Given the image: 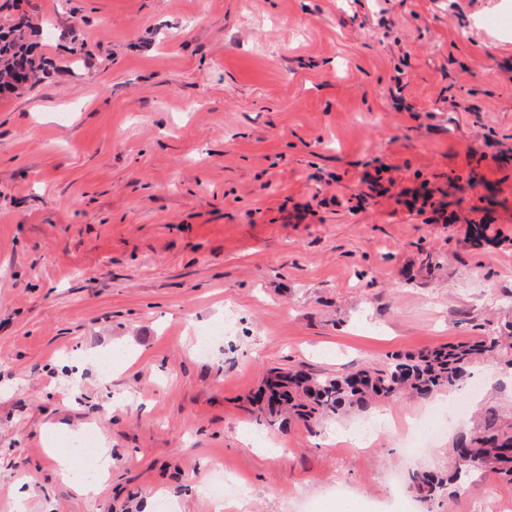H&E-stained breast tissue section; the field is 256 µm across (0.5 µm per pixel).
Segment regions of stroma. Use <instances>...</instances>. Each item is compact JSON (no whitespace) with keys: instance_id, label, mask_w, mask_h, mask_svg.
I'll return each instance as SVG.
<instances>
[{"instance_id":"35a3bbf8","label":"stroma","mask_w":512,"mask_h":512,"mask_svg":"<svg viewBox=\"0 0 512 512\" xmlns=\"http://www.w3.org/2000/svg\"><path fill=\"white\" fill-rule=\"evenodd\" d=\"M512 0H0L47 77L0 94V512H319L448 470L487 358L373 410L258 423L267 371L335 375L512 328ZM380 174L384 194L368 175ZM452 215L436 223L437 212ZM488 240L476 243L475 224ZM223 329L207 353L198 331ZM97 493L56 473L89 431Z\"/></svg>"}]
</instances>
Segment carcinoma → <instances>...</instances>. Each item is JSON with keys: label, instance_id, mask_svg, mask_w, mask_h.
I'll use <instances>...</instances> for the list:
<instances>
[{"label": "carcinoma", "instance_id": "1", "mask_svg": "<svg viewBox=\"0 0 512 512\" xmlns=\"http://www.w3.org/2000/svg\"><path fill=\"white\" fill-rule=\"evenodd\" d=\"M28 20L0 27V91L16 88V80L29 82L47 63L30 42ZM500 357L512 366V343L492 331L460 345L395 354L380 367H368L336 376H314L299 369L269 370L264 385L252 400L255 418L284 429L293 420L318 425L324 419L364 410L411 391L432 397L440 390L461 387L471 376L473 363ZM496 412L487 411L484 424L460 432L448 450V474L414 471L408 486L423 504L455 495L453 485L478 472L494 474L512 483V425H497Z\"/></svg>", "mask_w": 512, "mask_h": 512}]
</instances>
